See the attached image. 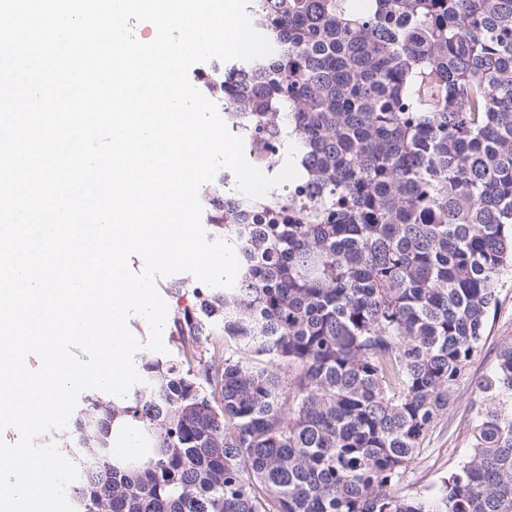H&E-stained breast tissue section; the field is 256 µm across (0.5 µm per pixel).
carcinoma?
Listing matches in <instances>:
<instances>
[{
	"instance_id": "1",
	"label": "carcinoma",
	"mask_w": 512,
	"mask_h": 512,
	"mask_svg": "<svg viewBox=\"0 0 512 512\" xmlns=\"http://www.w3.org/2000/svg\"><path fill=\"white\" fill-rule=\"evenodd\" d=\"M271 55L207 81L273 176L206 198L230 287L63 433L76 512H512V344L459 468L402 493L512 277V0H251ZM238 72L247 87L228 79ZM142 445L111 452L112 425Z\"/></svg>"
}]
</instances>
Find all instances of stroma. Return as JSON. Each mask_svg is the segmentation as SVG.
<instances>
[{"label":"stroma","mask_w":512,"mask_h":512,"mask_svg":"<svg viewBox=\"0 0 512 512\" xmlns=\"http://www.w3.org/2000/svg\"><path fill=\"white\" fill-rule=\"evenodd\" d=\"M486 339L462 379L455 387L452 402L436 422L425 451L414 460L404 483L409 493L427 494L438 479L455 471L470 444L471 429L485 399L477 391L478 381L493 369L500 349L512 343V282L498 293V304L486 326Z\"/></svg>","instance_id":"1"}]
</instances>
